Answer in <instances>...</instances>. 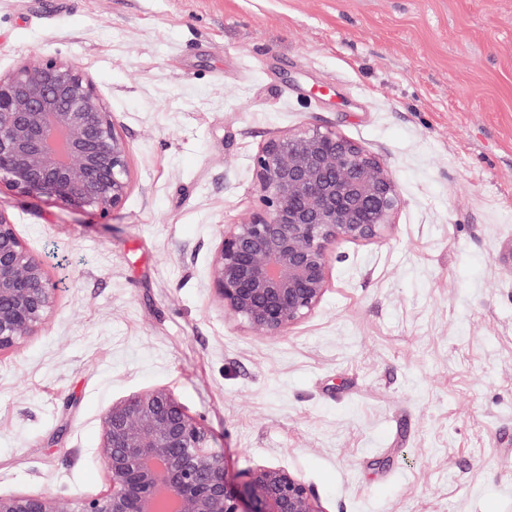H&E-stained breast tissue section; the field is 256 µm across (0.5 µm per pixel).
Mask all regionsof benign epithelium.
I'll list each match as a JSON object with an SVG mask.
<instances>
[{"mask_svg": "<svg viewBox=\"0 0 512 512\" xmlns=\"http://www.w3.org/2000/svg\"><path fill=\"white\" fill-rule=\"evenodd\" d=\"M260 207L221 233L209 288L253 333L280 336L322 301L329 246L369 242L399 204L391 171L334 132L274 137L254 160ZM107 216L130 189L129 147L93 79L57 58L0 74V183ZM57 285L0 210V354L37 335ZM108 489L85 499L50 491L0 496V512H325L291 472L261 466L241 482L224 452L167 388L128 395L101 416Z\"/></svg>", "mask_w": 512, "mask_h": 512, "instance_id": "7a95c632", "label": "benign epithelium"}]
</instances>
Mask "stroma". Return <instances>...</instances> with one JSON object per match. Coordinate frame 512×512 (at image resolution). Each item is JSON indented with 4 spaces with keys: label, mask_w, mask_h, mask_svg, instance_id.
Here are the masks:
<instances>
[{
    "label": "stroma",
    "mask_w": 512,
    "mask_h": 512,
    "mask_svg": "<svg viewBox=\"0 0 512 512\" xmlns=\"http://www.w3.org/2000/svg\"><path fill=\"white\" fill-rule=\"evenodd\" d=\"M47 58L93 78L131 188L103 219L0 184L58 286L0 355V495H99L103 412L165 387L232 475L284 468L325 512H512V0H0V72ZM306 128L391 170L395 223L257 335L212 256L259 148Z\"/></svg>",
    "instance_id": "1"
}]
</instances>
